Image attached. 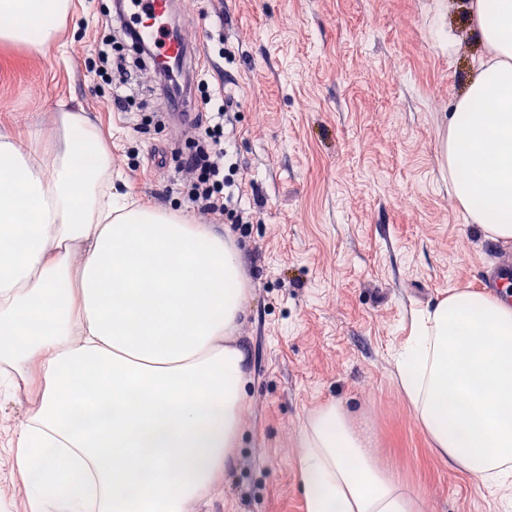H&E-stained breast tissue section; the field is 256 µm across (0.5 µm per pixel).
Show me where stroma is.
<instances>
[{
    "label": "stroma",
    "instance_id": "35a3bbf8",
    "mask_svg": "<svg viewBox=\"0 0 512 512\" xmlns=\"http://www.w3.org/2000/svg\"><path fill=\"white\" fill-rule=\"evenodd\" d=\"M73 2L66 50L0 41V132L50 134L58 112H85L133 200L210 223L178 179L188 133L152 72L129 71L126 112L98 73L113 0ZM178 3L211 88L238 104L234 150L260 216L229 230L249 285L236 462L189 512H306L299 433L329 403L367 432L418 512H512L438 456L395 378L412 313L484 292L486 273L512 261V244L473 224L442 177L444 118L481 54L465 0ZM441 24L458 35L455 54L438 45ZM26 406L0 398V512H24L6 445Z\"/></svg>",
    "mask_w": 512,
    "mask_h": 512
}]
</instances>
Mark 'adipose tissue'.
I'll list each match as a JSON object with an SVG mask.
<instances>
[{"instance_id":"1","label":"adipose tissue","mask_w":512,"mask_h":512,"mask_svg":"<svg viewBox=\"0 0 512 512\" xmlns=\"http://www.w3.org/2000/svg\"><path fill=\"white\" fill-rule=\"evenodd\" d=\"M484 56L445 118L442 165L487 235L512 240V0H467ZM72 0H0V39L60 42ZM58 145L0 134V394L31 403L8 446L28 512H187L234 464L247 281L205 224L132 206L83 112ZM481 207H474L475 199ZM396 377L448 462L512 490V305L458 290L413 319ZM306 512H416L333 403L305 424Z\"/></svg>"}]
</instances>
